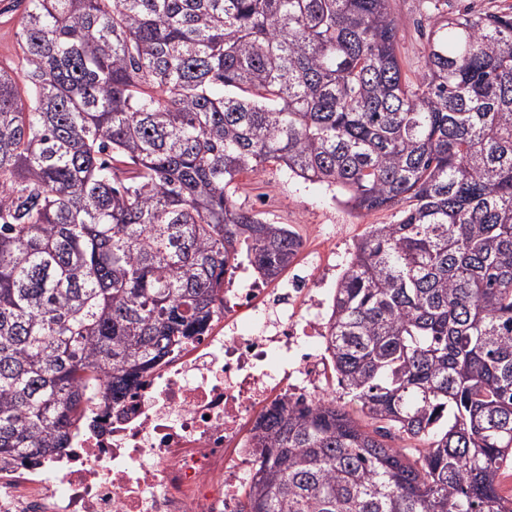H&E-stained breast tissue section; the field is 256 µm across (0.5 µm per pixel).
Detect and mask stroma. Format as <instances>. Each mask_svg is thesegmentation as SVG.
I'll list each match as a JSON object with an SVG mask.
<instances>
[{
  "label": "stroma",
  "mask_w": 512,
  "mask_h": 512,
  "mask_svg": "<svg viewBox=\"0 0 512 512\" xmlns=\"http://www.w3.org/2000/svg\"><path fill=\"white\" fill-rule=\"evenodd\" d=\"M403 25L398 33L400 55L409 78L422 71L427 34L436 13H512V0H399ZM236 202L255 209L276 224H289L303 240V252H320L329 263V279L337 281L357 241L373 224L395 223L398 208L359 213L341 204L326 186L289 177L286 170L268 166L257 175L241 176Z\"/></svg>",
  "instance_id": "35a3bbf8"
}]
</instances>
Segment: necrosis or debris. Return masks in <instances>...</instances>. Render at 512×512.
Instances as JSON below:
<instances>
[{
	"label": "necrosis or debris",
	"mask_w": 512,
	"mask_h": 512,
	"mask_svg": "<svg viewBox=\"0 0 512 512\" xmlns=\"http://www.w3.org/2000/svg\"><path fill=\"white\" fill-rule=\"evenodd\" d=\"M318 270L280 287L244 274L201 336L132 394L94 395L62 454L0 459V512H241L260 458L256 425L276 403L333 395L316 315ZM252 330L240 331L242 322Z\"/></svg>",
	"instance_id": "obj_1"
}]
</instances>
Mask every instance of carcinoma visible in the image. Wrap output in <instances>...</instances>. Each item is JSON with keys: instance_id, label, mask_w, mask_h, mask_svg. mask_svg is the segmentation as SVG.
I'll return each mask as SVG.
<instances>
[{"instance_id": "carcinoma-1", "label": "carcinoma", "mask_w": 512, "mask_h": 512, "mask_svg": "<svg viewBox=\"0 0 512 512\" xmlns=\"http://www.w3.org/2000/svg\"><path fill=\"white\" fill-rule=\"evenodd\" d=\"M0 67V457L69 447L202 334L241 255L302 246L237 204L270 164L374 224L336 282L344 394L282 402L242 512H512V13L439 16L413 82L397 0H14ZM417 439L404 448L394 439ZM9 0H0V66L13 67L22 56L16 32L21 8L12 11L7 8Z\"/></svg>"}]
</instances>
